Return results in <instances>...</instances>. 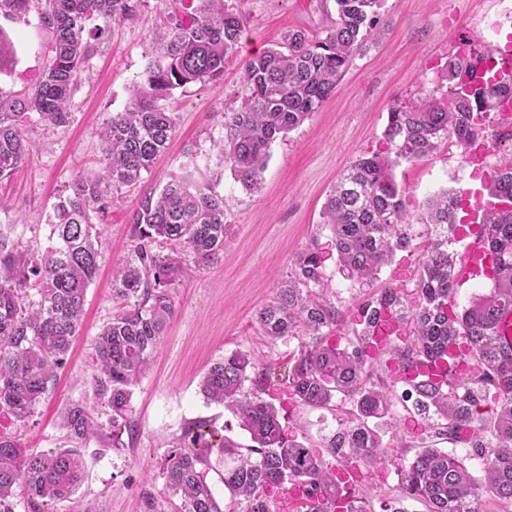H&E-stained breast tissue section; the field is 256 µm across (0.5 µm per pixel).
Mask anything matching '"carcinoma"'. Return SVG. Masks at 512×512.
Segmentation results:
<instances>
[{
  "label": "carcinoma",
  "instance_id": "carcinoma-1",
  "mask_svg": "<svg viewBox=\"0 0 512 512\" xmlns=\"http://www.w3.org/2000/svg\"><path fill=\"white\" fill-rule=\"evenodd\" d=\"M142 0H0V17L22 18L33 9L51 36L50 51L38 85L24 96L0 91V183L8 181L26 155L24 119L37 113L51 126H66L74 85L94 54V41L134 18ZM189 19L171 20L124 111L106 122L101 139L106 164L95 178L77 176L54 209L55 241L41 253L0 241V410L23 423L34 412L64 364L81 323L86 290L98 267V232L92 216L108 208L109 189L139 183L173 137L175 113L165 101L177 89L224 77V62L237 51L246 18L224 0H198ZM336 19L322 38L288 31L273 48L243 65L246 93L241 105L224 113L219 150L247 191L258 189L270 145L300 127L336 91L353 59L381 37L382 0H334ZM99 21L93 40L85 23ZM14 48L0 30V71ZM486 55L471 52L448 59L447 94L426 93L416 102L388 112L385 136L396 159L371 155L356 159L340 175L323 206L339 270L370 282L398 249L414 240V224L433 226L430 246L419 263L415 288H381L365 297L358 325L345 344L324 339V330L341 321L334 304L320 294L322 261L308 249L297 256L275 300L259 308L256 323L271 340L294 336L299 353L288 376L298 402L334 414L337 427L325 438L322 453L291 439L277 409L260 396L261 375L248 354L236 351L205 373L200 391L210 402L235 409L249 434L243 445L224 437V491L240 512H271L261 490L304 483L308 496L295 512H373L367 493L345 490L326 457H354L373 468L386 448L383 437L393 401L366 369L368 359L389 364H423L448 352V382L439 386L422 377L408 385L413 410L430 421L432 438L464 440L482 459L483 476L472 475L463 460L432 442L402 466L394 498L423 504L426 512H483L491 504L512 505V351L501 344L498 321L512 308V161L496 169L489 194L502 203L483 214L478 236L493 254L485 278L488 293L459 309L458 197L448 191L432 196L416 222L405 214L395 182L396 160H420L440 139L460 144L477 139L499 103L512 98V76L483 85L462 84ZM132 255L112 272V297L123 307L112 316L96 343L95 396L112 412V447L123 448L132 432L127 411L133 386L157 350L174 313L169 286L182 271L181 256L209 265L224 252V196L203 185L167 182L159 195L141 198L133 212ZM175 246L164 252L161 245ZM35 294H30V291ZM394 317L414 327L413 335L374 341L370 331ZM495 397L496 413L482 417L481 406ZM63 425L71 439L97 433L87 407L67 405ZM207 455L182 449L168 459L163 478L168 492L181 499V512H224V502L206 481ZM82 462L71 450L24 449L0 433V512H14V489L25 490L33 512L45 498L71 497L82 478Z\"/></svg>",
  "mask_w": 512,
  "mask_h": 512
}]
</instances>
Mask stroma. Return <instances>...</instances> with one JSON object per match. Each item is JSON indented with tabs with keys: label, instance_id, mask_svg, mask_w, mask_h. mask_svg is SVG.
I'll list each match as a JSON object with an SVG mask.
<instances>
[{
	"label": "stroma",
	"instance_id": "1",
	"mask_svg": "<svg viewBox=\"0 0 512 512\" xmlns=\"http://www.w3.org/2000/svg\"><path fill=\"white\" fill-rule=\"evenodd\" d=\"M246 32L237 54L226 63L224 77L175 91L169 107L177 125L167 152L150 175L133 187L111 193L107 214L97 225L100 267L86 292L78 334L66 364L58 370L34 414L25 424L7 423L26 448L77 449L83 476L76 493L49 501L44 512H178L179 499L165 488L162 467L183 448L187 428L209 421L217 436L248 443L238 418L224 406L207 402L200 381L210 366L234 351L249 354L267 379L264 394L288 418V431L304 444L321 446L336 429L331 413L311 410L291 399L288 370L298 341H270L262 336L255 313L273 300L298 253L326 248L331 232L321 217L329 190L341 171L361 156L388 154L384 137L394 105L427 91L446 92V62L459 51L461 37L486 49L512 34V0H384L380 14L385 34L369 53L355 57L335 94L298 129L276 140L258 190L235 181L217 145L224 138V114L241 104V67L253 54L274 47L287 30L319 36L329 24L325 0H242ZM193 0H143L136 19L116 26L98 41L83 69L72 99L73 117L63 127H47L37 114L25 125V160L0 193L19 209L0 210V240L32 252L51 245L50 218L69 182L78 175L103 172L99 132L113 113L123 111L145 67L156 52L155 37L171 16L188 15ZM0 28L15 45L14 63L0 73V90L34 88L48 56L49 37L37 13L1 20ZM512 118L491 113L482 137L470 148L442 140L438 149L394 169L403 208L413 219L428 199L444 189L482 190L486 178L512 159ZM172 179L208 181L226 201L229 224L224 254L209 266L186 263L171 287L175 313L149 368L133 388L128 411L133 425L129 447L112 445L109 408L93 397L95 341L117 311L112 297V268L131 249V217L140 199ZM407 249L395 251L382 267L377 287L413 289L415 273L428 244L424 226ZM323 292L342 313L328 334L342 343L367 289L347 279L335 256L323 263ZM394 397L398 445L375 468L359 471L357 488L372 487L370 503L383 512L398 484L397 471L427 440L425 424L412 419L405 386L393 382L384 362H374ZM67 402H81L101 426L99 435L82 444L70 442L60 421Z\"/></svg>",
	"mask_w": 512,
	"mask_h": 512
}]
</instances>
